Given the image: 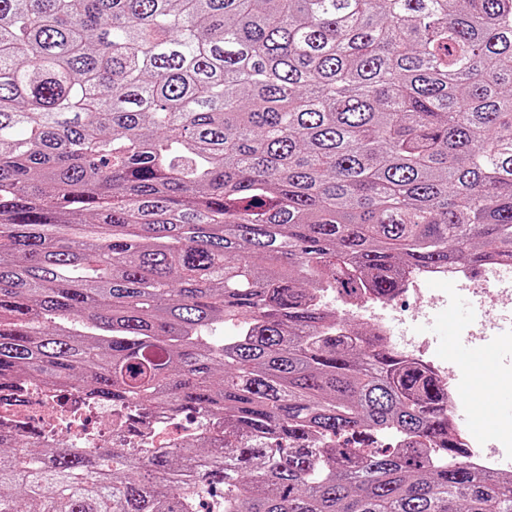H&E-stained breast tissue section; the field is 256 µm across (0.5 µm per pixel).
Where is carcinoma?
I'll use <instances>...</instances> for the list:
<instances>
[{"instance_id":"obj_1","label":"carcinoma","mask_w":512,"mask_h":512,"mask_svg":"<svg viewBox=\"0 0 512 512\" xmlns=\"http://www.w3.org/2000/svg\"><path fill=\"white\" fill-rule=\"evenodd\" d=\"M512 263V0H0V388L224 421L16 446L0 512H512L326 297ZM393 446H349L367 433Z\"/></svg>"}]
</instances>
